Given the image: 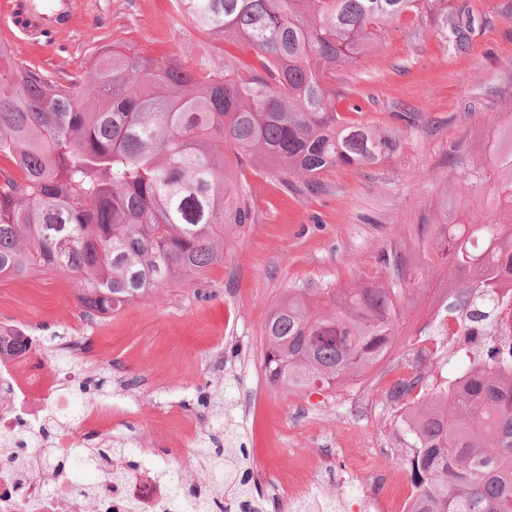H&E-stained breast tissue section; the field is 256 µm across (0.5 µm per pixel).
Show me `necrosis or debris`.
<instances>
[{
    "label": "necrosis or debris",
    "instance_id": "4bbe7bcc",
    "mask_svg": "<svg viewBox=\"0 0 512 512\" xmlns=\"http://www.w3.org/2000/svg\"><path fill=\"white\" fill-rule=\"evenodd\" d=\"M77 344L63 347V362L44 353L41 337L9 322H0V437L9 441L0 453V512H172L167 478L170 457L130 465L115 457L96 467V479L83 487L72 477L83 461L82 446L97 409H89L78 426L46 435L50 417L67 410L64 381L78 375L70 356Z\"/></svg>",
    "mask_w": 512,
    "mask_h": 512
}]
</instances>
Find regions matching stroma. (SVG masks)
Masks as SVG:
<instances>
[{
	"mask_svg": "<svg viewBox=\"0 0 512 512\" xmlns=\"http://www.w3.org/2000/svg\"><path fill=\"white\" fill-rule=\"evenodd\" d=\"M78 21L58 37L33 44L23 33L0 43L30 68L66 77L90 69L120 42L155 56L185 60L198 73L224 62V42L202 38L182 20L176 0H76ZM464 5L465 52L445 51L430 21L391 28L379 52L332 82L348 120L394 132L395 151L363 169L324 173L319 191L285 184L267 169L228 156L234 182L248 192L252 223L224 229V259L194 281L161 289L98 317L81 308L67 273L35 272L0 279V320H14L46 348L81 344V377L65 386L75 424L88 406L102 407L103 443H124L134 459L186 451L183 476L199 469V441L245 449L263 512H288V486L331 458L325 496L356 512L374 482L376 459L388 484L404 477L414 440L402 405L387 393L411 366L452 376L465 353L441 348L420 359L414 345L428 296L406 308L388 354L362 379L334 390L285 393L263 371L265 321L274 304L302 288H339L380 275L379 255L417 249L418 225L440 219L467 192L466 163L489 164L488 135L512 114V0H448Z\"/></svg>",
	"mask_w": 512,
	"mask_h": 512,
	"instance_id": "obj_1",
	"label": "stroma"
}]
</instances>
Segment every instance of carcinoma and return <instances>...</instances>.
<instances>
[{
  "label": "carcinoma",
  "instance_id": "obj_1",
  "mask_svg": "<svg viewBox=\"0 0 512 512\" xmlns=\"http://www.w3.org/2000/svg\"><path fill=\"white\" fill-rule=\"evenodd\" d=\"M206 39L257 56H233L198 75L169 57L125 46L84 74L60 78L16 61L0 44V277L63 272L95 316L224 258V226L251 223L246 192L226 170V150L317 188L338 167L388 158L395 134L342 118L329 86L370 59L394 24L433 17L459 51L469 45L447 0H178ZM491 163L461 183L480 198L468 218L424 224L422 252L383 253L382 280L305 288L280 299L264 326L263 368L283 391L334 389L364 377L388 352L404 307L421 284L422 259L443 267L467 323L512 336V127L494 139ZM463 387L411 401L416 448L408 464L428 512H512V348L491 346ZM415 367L394 384L400 401L422 387ZM216 479L254 498L249 472L222 448H199Z\"/></svg>",
  "mask_w": 512,
  "mask_h": 512
}]
</instances>
